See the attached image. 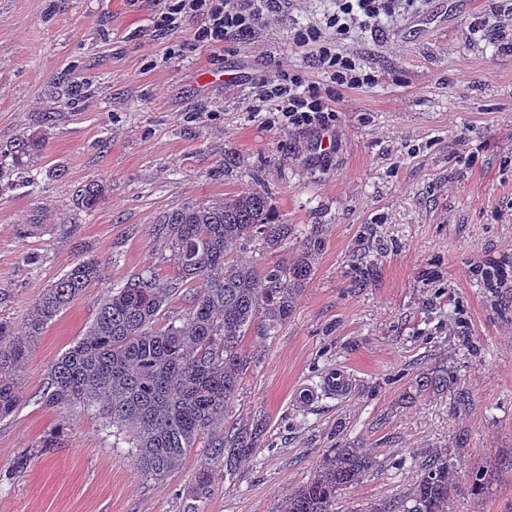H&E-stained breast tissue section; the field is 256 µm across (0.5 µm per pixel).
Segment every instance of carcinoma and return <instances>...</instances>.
Here are the masks:
<instances>
[{"mask_svg":"<svg viewBox=\"0 0 512 512\" xmlns=\"http://www.w3.org/2000/svg\"><path fill=\"white\" fill-rule=\"evenodd\" d=\"M39 133L0 152V178L16 175L35 183L29 161L42 153ZM105 187L91 181L75 192L79 208L93 212ZM156 235L173 272L164 284L147 268L131 275L99 303L94 322L54 363L39 401L70 411L102 405V413L134 448V466L157 482L180 468L198 443L207 455L194 474L198 501L207 500L216 481L250 456L262 430L226 427L251 364L245 336H270L288 322L312 279L325 248L323 225L279 221L268 193L242 191L222 202H185L159 215ZM294 243L287 265L241 262L234 252L247 243L277 251ZM100 277L96 260L74 265L35 299L23 330L0 321V419L19 405L17 376L38 336ZM191 288L188 312L161 322L166 307ZM422 391L448 387V378L423 372ZM375 466L363 448H340L325 456L313 478L294 488L276 512H336L340 491L359 484ZM456 479L448 454L429 459L411 493L379 512H449Z\"/></svg>","mask_w":512,"mask_h":512,"instance_id":"1","label":"carcinoma"}]
</instances>
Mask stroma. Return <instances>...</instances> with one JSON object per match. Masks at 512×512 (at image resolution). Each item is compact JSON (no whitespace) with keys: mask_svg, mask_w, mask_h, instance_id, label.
I'll return each instance as SVG.
<instances>
[{"mask_svg":"<svg viewBox=\"0 0 512 512\" xmlns=\"http://www.w3.org/2000/svg\"><path fill=\"white\" fill-rule=\"evenodd\" d=\"M156 5L0 0V146L46 138L36 184L0 185V319L21 327L72 266L101 265L37 340L19 405L0 419V512H276L348 447L376 465L336 512L408 494L440 451L457 480L450 512H512V25L501 46L478 31L500 0H419L383 31L356 33L348 47L378 81L340 90L325 130L270 126L247 107L278 64L321 81L288 41L331 0H292L220 55L191 41L196 20L154 33ZM175 43L182 52L169 54ZM75 84L88 95L60 101ZM93 180L106 197L87 214L73 195ZM253 188L285 223L322 225L326 246L288 323L243 341L253 363L228 420L261 424L262 437L200 502L191 487L205 448L155 482L98 410L64 417L39 396L112 287L148 267L170 278L159 212ZM337 367L353 375L346 397L294 401L297 384ZM432 371L448 389L418 391L417 374ZM458 389L469 403L457 410ZM63 417L59 446L11 474Z\"/></svg>","mask_w":512,"mask_h":512,"instance_id":"35a3bbf8","label":"stroma"}]
</instances>
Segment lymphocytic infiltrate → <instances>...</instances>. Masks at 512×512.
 I'll use <instances>...</instances> for the list:
<instances>
[{"instance_id": "1", "label": "lymphocytic infiltrate", "mask_w": 512, "mask_h": 512, "mask_svg": "<svg viewBox=\"0 0 512 512\" xmlns=\"http://www.w3.org/2000/svg\"><path fill=\"white\" fill-rule=\"evenodd\" d=\"M285 0H164L152 15L156 32L173 34L184 22L198 20L193 39L223 50L227 37H244L267 26L281 13ZM416 0H334L335 9L324 23L294 29V47L311 50L324 83L305 82L300 74L278 68L249 105L254 113H268L274 123L288 129L327 128L335 121L333 104L338 90L371 85L376 77L361 59L344 49L356 31L375 29L411 10Z\"/></svg>"}]
</instances>
